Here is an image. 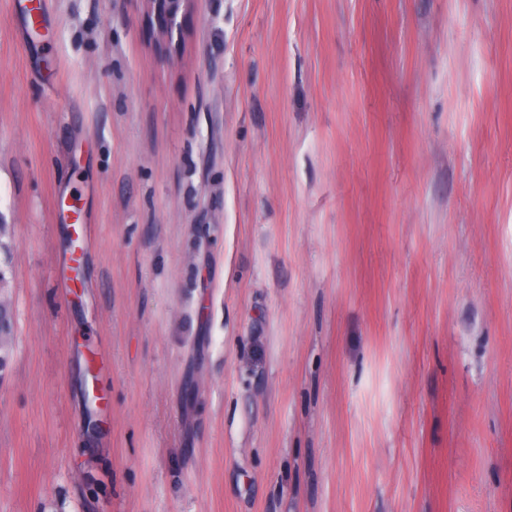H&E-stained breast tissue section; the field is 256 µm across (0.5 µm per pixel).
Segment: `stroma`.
<instances>
[{
  "label": "stroma",
  "mask_w": 512,
  "mask_h": 512,
  "mask_svg": "<svg viewBox=\"0 0 512 512\" xmlns=\"http://www.w3.org/2000/svg\"><path fill=\"white\" fill-rule=\"evenodd\" d=\"M146 10L0 0V512H512V0ZM147 3L148 13H152L159 22V30L163 42L161 59L166 60V52L173 45L174 35L178 41L181 33V17L195 0H144ZM165 52V54H163ZM0 328V372H2V367L7 366L11 343L14 338V319L9 308H6L0 314Z\"/></svg>",
  "instance_id": "obj_1"
}]
</instances>
